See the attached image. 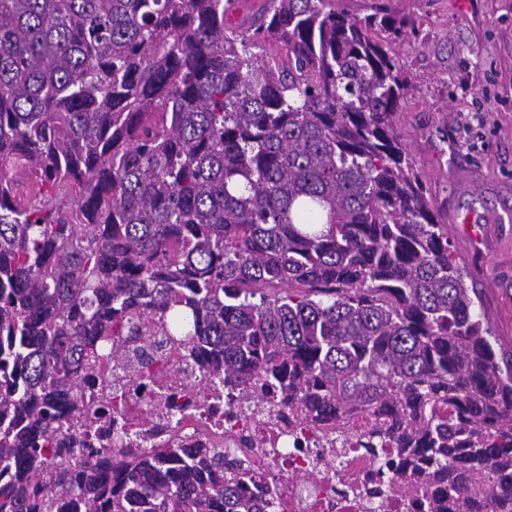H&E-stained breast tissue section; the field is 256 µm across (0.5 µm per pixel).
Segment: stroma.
<instances>
[{
	"label": "stroma",
	"instance_id": "obj_1",
	"mask_svg": "<svg viewBox=\"0 0 512 512\" xmlns=\"http://www.w3.org/2000/svg\"><path fill=\"white\" fill-rule=\"evenodd\" d=\"M419 31L395 45L409 79L396 128L448 218L475 211L480 244L452 237L488 328L512 351V0H333Z\"/></svg>",
	"mask_w": 512,
	"mask_h": 512
}]
</instances>
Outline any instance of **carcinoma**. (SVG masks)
<instances>
[{
	"instance_id": "1",
	"label": "carcinoma",
	"mask_w": 512,
	"mask_h": 512,
	"mask_svg": "<svg viewBox=\"0 0 512 512\" xmlns=\"http://www.w3.org/2000/svg\"><path fill=\"white\" fill-rule=\"evenodd\" d=\"M0 0V512H275L224 449L87 448L173 336L256 409L512 512L497 352L396 130L403 19L332 0Z\"/></svg>"
}]
</instances>
